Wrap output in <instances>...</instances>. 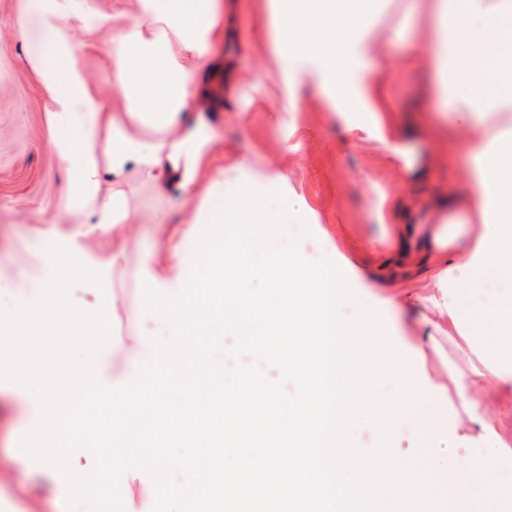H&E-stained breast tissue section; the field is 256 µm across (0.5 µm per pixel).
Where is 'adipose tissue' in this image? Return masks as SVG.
Returning <instances> with one entry per match:
<instances>
[{
    "instance_id": "ef3b65f1",
    "label": "adipose tissue",
    "mask_w": 512,
    "mask_h": 512,
    "mask_svg": "<svg viewBox=\"0 0 512 512\" xmlns=\"http://www.w3.org/2000/svg\"><path fill=\"white\" fill-rule=\"evenodd\" d=\"M272 32L282 60L321 59L327 86L337 97H352L370 111L384 106V89L375 80L351 88L353 51L382 60L380 47L365 20L374 0H271ZM430 31L435 79L467 128L464 148L469 156L465 194L448 198V221L481 225L465 262L469 288L478 291L486 273L512 275V0H413ZM24 14L40 19L48 36V52L36 57L35 69L52 101L51 146L77 173L72 191L61 200L56 223L72 225L60 245L40 291L20 316L0 315V384H40L30 402L28 436L39 450L19 454L15 462L25 488L52 487L58 512H71L73 480L63 475L49 450L50 432L59 430L65 402L77 399L90 376L110 386L104 376L105 356L95 351L82 365L69 363L64 345L88 323L86 315L65 300L64 276L81 262L80 237L125 223L129 211L118 187L98 200L101 179L121 182L136 171L157 192L174 174L185 194V205L209 216L222 209L212 189L202 186L215 168L214 140L178 117L190 103L203 99L200 71L206 67L224 27L218 0H141L140 14L122 27L107 52L114 85L129 101L137 119L159 131L146 140L131 132L125 120L105 111L93 96L80 66L85 48L70 24L71 0H22ZM503 116L491 127V115Z\"/></svg>"
}]
</instances>
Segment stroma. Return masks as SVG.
Listing matches in <instances>:
<instances>
[{"label": "stroma", "mask_w": 512, "mask_h": 512, "mask_svg": "<svg viewBox=\"0 0 512 512\" xmlns=\"http://www.w3.org/2000/svg\"><path fill=\"white\" fill-rule=\"evenodd\" d=\"M384 2L388 10L373 18L372 28L390 66L377 73L370 59H361L351 81L375 76L382 82L396 147L379 142L375 113L322 90L319 60L280 62L269 30V0H222V70L209 82L207 107L188 109L184 119L203 122L225 163L255 165V190L281 191L293 204L310 230L299 241L301 255L330 259L346 276L354 297L340 308L344 318L365 308L381 314L423 393L397 420L390 450L411 463L428 493L440 499L448 477L462 473L475 455L496 470L512 467V455L484 448L481 428L457 391L460 379L469 380L486 417L512 441V395L494 379L475 375L471 354L477 344L498 350L503 337L512 336V299L474 295L470 315L457 327L427 300L435 280L460 288L468 275L464 257L481 227L469 225L465 236L449 242L451 272L441 274L432 263L437 242L431 215L440 195L466 187V131L435 94L426 26L407 0ZM139 12L140 0H83L73 21L77 35L89 31L95 41L81 58L94 97L120 115L128 101L112 84L106 47ZM46 49L38 21L20 19L18 0H0V314L21 309L41 281L54 244L69 230L50 223L70 173L49 146L50 102L30 64L31 56ZM291 98L298 100V111H286ZM432 126L433 138L427 134ZM122 187L129 222L81 238V266L65 282L73 307L108 321L107 329L68 342L66 356L76 364L90 346L105 348L106 374L116 387L137 372L131 359L136 341L171 337L170 326L144 310L143 257H155L156 273L177 293L197 242L193 236L184 242L181 267L167 264L169 231L189 218L178 181L159 194L132 173ZM25 417L14 394L0 395V512H53L50 503L24 497L19 470L6 463L31 445ZM120 492L124 512H151L155 491L147 474L125 472Z\"/></svg>", "instance_id": "1"}]
</instances>
